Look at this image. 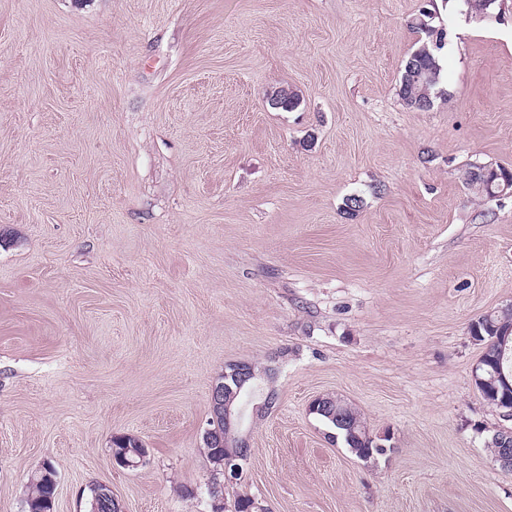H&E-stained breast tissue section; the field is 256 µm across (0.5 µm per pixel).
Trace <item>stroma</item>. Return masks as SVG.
<instances>
[{
  "label": "stroma",
  "mask_w": 512,
  "mask_h": 512,
  "mask_svg": "<svg viewBox=\"0 0 512 512\" xmlns=\"http://www.w3.org/2000/svg\"><path fill=\"white\" fill-rule=\"evenodd\" d=\"M448 32L430 110L398 89L421 8ZM0 0V512L58 472L125 512H212L225 364L276 373L225 484L268 512H512L472 377L512 304V0ZM291 111L271 108L277 91ZM360 208L349 209L350 198ZM339 398L386 454L310 414ZM139 438L136 470L112 439ZM469 189L477 196L495 198L512 192V171L499 166H478L467 172Z\"/></svg>",
  "instance_id": "stroma-1"
}]
</instances>
